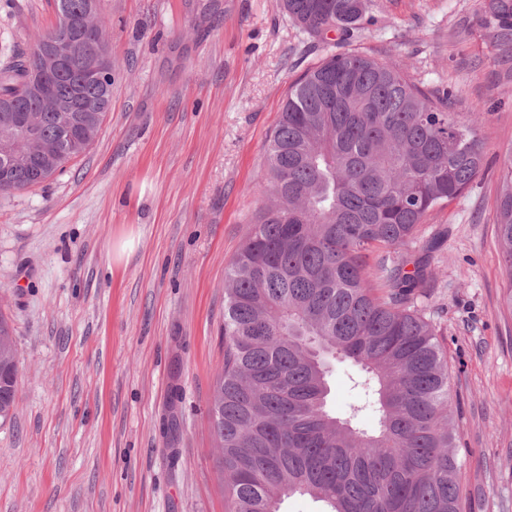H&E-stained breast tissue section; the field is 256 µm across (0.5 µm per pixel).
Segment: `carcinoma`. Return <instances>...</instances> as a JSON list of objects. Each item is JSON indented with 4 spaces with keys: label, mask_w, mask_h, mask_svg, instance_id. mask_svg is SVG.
Returning <instances> with one entry per match:
<instances>
[{
    "label": "carcinoma",
    "mask_w": 512,
    "mask_h": 512,
    "mask_svg": "<svg viewBox=\"0 0 512 512\" xmlns=\"http://www.w3.org/2000/svg\"><path fill=\"white\" fill-rule=\"evenodd\" d=\"M313 39L358 28L368 0H280ZM112 58L100 25L75 32ZM41 44L0 66V134L35 114L23 158L0 164V193L39 185L77 158L66 118L89 108L98 137L112 85L82 78L81 60L46 77L58 111L29 92ZM394 63L332 54L293 82L267 148L268 202L224 273V366L208 410L227 512H280L309 495L326 512H464V462L454 450L456 392L433 324L415 309L429 259L408 254L429 212L476 180L482 117L458 120L444 100ZM18 102L22 112H6ZM54 153L47 168L39 160ZM497 236L512 311V155L496 200ZM396 261L388 263V255ZM358 367L359 399L329 404L333 364ZM18 361L0 313V424L14 418ZM377 416L368 432L355 425Z\"/></svg>",
    "instance_id": "cac0c4a2"
}]
</instances>
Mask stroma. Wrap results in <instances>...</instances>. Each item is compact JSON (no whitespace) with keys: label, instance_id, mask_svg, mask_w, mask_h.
I'll use <instances>...</instances> for the list:
<instances>
[{"label":"stroma","instance_id":"1","mask_svg":"<svg viewBox=\"0 0 512 512\" xmlns=\"http://www.w3.org/2000/svg\"><path fill=\"white\" fill-rule=\"evenodd\" d=\"M487 0H372L349 39L303 43L277 0H101L112 105L88 150L0 194V313L18 409L0 426V512H225L208 412L224 364V270L260 206L289 85L361 51L485 115L483 170L428 214L415 299L448 352L465 512H512V312L495 204L512 149V45ZM55 0H0V61ZM134 233L129 256L112 245Z\"/></svg>","mask_w":512,"mask_h":512}]
</instances>
